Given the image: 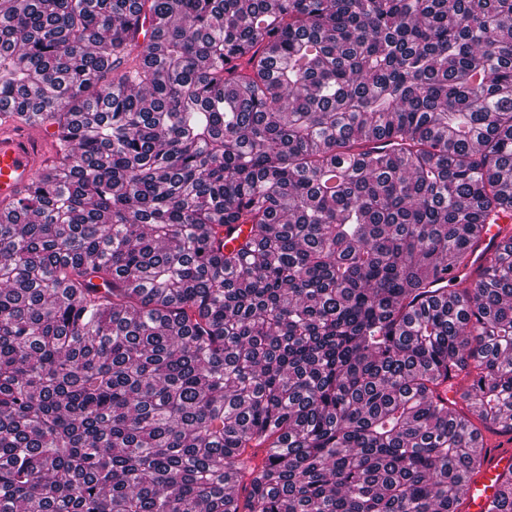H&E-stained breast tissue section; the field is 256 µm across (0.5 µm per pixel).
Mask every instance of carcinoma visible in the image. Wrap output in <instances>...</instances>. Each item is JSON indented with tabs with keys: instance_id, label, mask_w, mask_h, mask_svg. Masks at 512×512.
Masks as SVG:
<instances>
[{
	"instance_id": "obj_1",
	"label": "carcinoma",
	"mask_w": 512,
	"mask_h": 512,
	"mask_svg": "<svg viewBox=\"0 0 512 512\" xmlns=\"http://www.w3.org/2000/svg\"><path fill=\"white\" fill-rule=\"evenodd\" d=\"M2 108L57 131L0 204V512H461L512 0H0Z\"/></svg>"
}]
</instances>
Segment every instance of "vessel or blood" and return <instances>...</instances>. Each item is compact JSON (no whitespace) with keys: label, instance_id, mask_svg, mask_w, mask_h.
Here are the masks:
<instances>
[{"label":"vessel or blood","instance_id":"vessel-or-blood-1","mask_svg":"<svg viewBox=\"0 0 512 512\" xmlns=\"http://www.w3.org/2000/svg\"><path fill=\"white\" fill-rule=\"evenodd\" d=\"M55 156L51 129L38 124L21 126L8 118L1 120L0 202L14 198ZM475 452L484 464L469 485L465 506L468 512H486L500 488L501 475L512 470V440L486 431Z\"/></svg>","mask_w":512,"mask_h":512}]
</instances>
